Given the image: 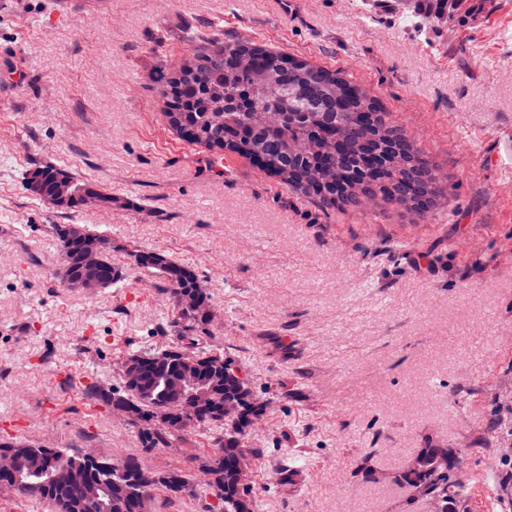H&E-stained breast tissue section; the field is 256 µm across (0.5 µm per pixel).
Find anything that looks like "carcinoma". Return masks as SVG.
I'll return each instance as SVG.
<instances>
[{
	"label": "carcinoma",
	"instance_id": "cac0c4a2",
	"mask_svg": "<svg viewBox=\"0 0 512 512\" xmlns=\"http://www.w3.org/2000/svg\"><path fill=\"white\" fill-rule=\"evenodd\" d=\"M247 54L255 62L250 70L237 68L233 58ZM280 54H272L247 41L214 43L190 63L174 67L168 80L170 110L168 121L186 140L210 150L232 149L266 159L270 171L283 183L306 192L326 174L342 172L343 190L337 199L342 207L356 205L360 191L370 184L385 204H397L421 212V198L435 197L443 189L431 177V167L423 154L407 138L404 128L393 123L386 113L359 88L350 85L337 72L301 62L285 69ZM373 114L370 136H358L356 116ZM371 155L382 159L374 171L366 160ZM40 177L42 190L37 197L52 201L57 177L71 182L73 203L95 194L109 206L112 197L81 183L65 169L46 165L28 171ZM60 259L78 264L82 245L95 241L101 258L94 274L107 287L118 285L122 270L112 264V242L109 238L86 233L81 239L67 240L65 225L53 226ZM138 268L155 270L167 283L172 301L181 293L196 292V273L161 251L133 250L128 253ZM210 322L207 295L190 310L178 309L177 324L190 331ZM193 376L212 392L213 398L204 414L187 421L177 414L158 420L160 411L180 380L185 376L179 363L178 348L161 347L132 354L122 368L131 367L140 375L134 389L124 387L105 393L94 384L89 394L108 405L122 403L135 416L136 428L146 448H164L171 440L192 427L203 426L216 432L213 446L219 453L204 465L203 473L217 478L224 487L220 498L222 512H252L251 490L237 487V470L243 459L242 440L251 424L249 415L256 408L249 401L247 383L226 372L230 363L224 356L200 348ZM236 399L242 415L236 425L224 423V400ZM20 479L28 488L20 496L35 503L46 502L55 512H131L132 501L143 492L136 481L140 462L128 457L119 464L98 460L84 465L86 458L61 451L43 456L33 442H19L15 448ZM420 456L424 467L407 471L403 480L412 488L425 486L448 498L463 490V483L451 471L457 462L446 448H423Z\"/></svg>",
	"mask_w": 512,
	"mask_h": 512
}]
</instances>
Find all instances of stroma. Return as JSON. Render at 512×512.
<instances>
[{
  "instance_id": "stroma-1",
  "label": "stroma",
  "mask_w": 512,
  "mask_h": 512,
  "mask_svg": "<svg viewBox=\"0 0 512 512\" xmlns=\"http://www.w3.org/2000/svg\"><path fill=\"white\" fill-rule=\"evenodd\" d=\"M464 3L465 22L410 27L414 0H0V441L177 467L193 494L152 512H220L207 429L148 451L88 392L176 341L164 281L129 264L150 249L203 281L207 344L264 404L254 512H437L402 479L430 446L466 484L448 512H512V0ZM239 39L367 91L436 169L425 218L304 195L171 129L172 65ZM45 164L111 207L35 199ZM56 224L111 239L119 285L66 288Z\"/></svg>"
}]
</instances>
